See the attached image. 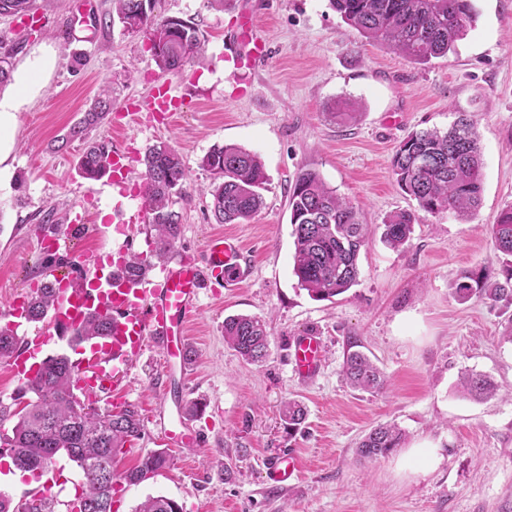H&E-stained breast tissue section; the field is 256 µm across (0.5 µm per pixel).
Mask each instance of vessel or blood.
Wrapping results in <instances>:
<instances>
[{
  "label": "vessel or blood",
  "instance_id": "obj_1",
  "mask_svg": "<svg viewBox=\"0 0 512 512\" xmlns=\"http://www.w3.org/2000/svg\"><path fill=\"white\" fill-rule=\"evenodd\" d=\"M235 43L248 45V56L259 61L266 56V41L255 28L251 16H243ZM187 101L176 89L164 84L152 97L137 104L140 112H181ZM112 190L124 194V183L131 171V157L126 149L112 148ZM241 250L229 238L212 237L201 259H181L162 268L158 276H147L130 284L120 277H113L111 289L87 290L57 281L54 305L49 314L51 321L65 326L78 324L86 304L109 306L112 311V359L104 361L97 354L86 357L77 371L79 385L94 387L106 383H120L130 366L140 355L145 344H152L161 356L162 365L172 360H184L185 336L188 326L198 310V302L205 288L215 286L225 272L240 266ZM48 341L44 332L24 337L20 350L10 359L9 370L18 378L28 377L30 360L42 353ZM290 361L295 373L302 378L314 377L320 367L321 340L307 334L294 341ZM167 444L173 448H188L198 442L197 429L181 415L158 411L151 417ZM299 461L285 453L273 460L268 467V477L279 484L296 478Z\"/></svg>",
  "mask_w": 512,
  "mask_h": 512
}]
</instances>
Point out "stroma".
I'll return each instance as SVG.
<instances>
[{
  "instance_id": "1",
  "label": "stroma",
  "mask_w": 512,
  "mask_h": 512,
  "mask_svg": "<svg viewBox=\"0 0 512 512\" xmlns=\"http://www.w3.org/2000/svg\"><path fill=\"white\" fill-rule=\"evenodd\" d=\"M72 0H35L37 19L0 16V53L15 71L40 57L52 64L43 88L27 95L17 114L10 169L0 178V325L14 299L27 297L43 266L65 280L82 277L76 251L111 260L116 244L149 252L150 227H118L115 205L138 202L145 179L141 159L159 141L180 152L187 177L177 199L182 233L176 251L201 254L212 235L238 239L247 267L237 287L208 290L191 323L195 355L187 375L161 372L148 348L121 382L126 403L149 417L191 403L202 427L193 450H172L170 468L138 485H122L113 512H135L150 496L178 502L182 512H512V301H458L455 288L470 271L500 276L504 257L491 240L497 214L512 205V0H472L477 21L447 57L420 65L366 42L329 0H158L157 17L193 19L205 36L203 52L181 70L161 72L142 32L121 24L86 28L71 20ZM267 40L260 63L235 61L229 38L245 13ZM84 64L72 67L73 56ZM168 82L189 107L168 124L105 121L89 140L125 139L133 157L132 187L115 200L108 178L79 176L83 142L56 152L101 90L116 107ZM351 99L357 120L339 123L329 112ZM476 122L482 148V204L473 217L417 215L410 241L393 250L381 241L382 222L416 203L398 187L391 158L398 143L424 128L447 130L460 115ZM257 153L268 175L264 206L243 224L215 223L212 175L201 166L217 145ZM318 172L326 186L350 200L369 226L359 256L357 285L330 300L312 299L293 274L294 238L288 189L301 170ZM94 228L77 247L63 240L75 215ZM267 323L269 355L260 365L224 342L227 316ZM321 336L322 364L299 378L288 360L295 337ZM366 353L384 372L387 388L357 391L342 377L348 352ZM469 371L490 376L499 396L462 395ZM304 404L300 431L281 419L283 402ZM394 424L404 445L391 454L357 452L372 428ZM428 440L442 460L427 473L405 464L406 449ZM295 455L301 472L275 487L269 463ZM52 496L67 512L84 478L58 454Z\"/></svg>"
}]
</instances>
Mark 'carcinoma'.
Masks as SVG:
<instances>
[{
    "label": "carcinoma",
    "mask_w": 512,
    "mask_h": 512,
    "mask_svg": "<svg viewBox=\"0 0 512 512\" xmlns=\"http://www.w3.org/2000/svg\"><path fill=\"white\" fill-rule=\"evenodd\" d=\"M334 10L366 41L404 54L417 64L448 55L476 23L471 0H330ZM157 0H115V14L131 32L145 30L155 38L151 51L162 71L180 68L202 50V33L194 23L178 16L160 20L154 16ZM33 0H0V16H25ZM114 109L104 89L88 112L57 139L60 151L100 124ZM111 147L105 141L87 145L77 162L78 174L97 180L111 172ZM145 195L150 201L149 226L155 231L153 256L164 260L180 238L181 214L174 209L186 171L173 146L159 142L147 148ZM201 166L214 176L210 189L212 214L218 224H241L252 219L264 206L261 190L268 181L258 155L236 145L216 146L202 159ZM392 171L399 188L416 201L418 209L431 215L450 213L459 218L473 216L480 208L483 190V159L475 121L461 115L448 128L422 129L411 133L396 147ZM289 224L294 237L293 273L298 284L314 300H329L358 283V257L367 240V225L360 221L356 207L328 188L319 173L302 170L288 195ZM416 216L399 211L383 222L382 242L393 250L411 238ZM494 245L512 256V206L502 209L491 225ZM152 267L141 253L128 254L120 275L130 283L143 278ZM503 278L492 279L482 272H469L458 283L459 301L472 297L498 302L512 299V267ZM54 304L52 282L38 285L27 297L25 311L33 322L43 320ZM69 342L80 345L112 335V315L93 310L77 326L59 328ZM224 342L244 360L258 364L268 357L269 340L263 321L251 315L224 319ZM12 330L0 327V361L5 363L17 350ZM342 373L348 384L365 392H377L386 379L365 354L348 353ZM72 364L66 355L43 362L37 376L27 379L15 398L14 411L0 404V426L11 417V432L0 431V449L15 466L39 472L49 468L58 453L77 463L84 476L81 492L70 504V512H112L115 486L123 481L139 484L171 464L164 450L143 454L137 465L119 475L112 472V460L143 438V424L131 405L100 409L95 402H81L74 393ZM463 392L480 400L493 397L498 387L487 376L468 373L461 381ZM307 416L299 401L286 403L282 419L291 430H299ZM404 432L394 425H380L359 442L361 456L383 457L401 446ZM50 496L33 498L14 507L0 494V512H54ZM135 512H181L179 504L166 496H153Z\"/></svg>",
    "instance_id": "obj_1"
}]
</instances>
